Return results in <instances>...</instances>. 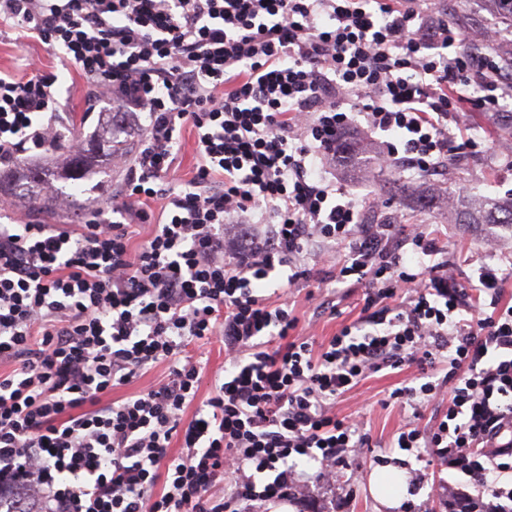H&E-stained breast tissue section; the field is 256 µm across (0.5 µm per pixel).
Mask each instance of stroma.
<instances>
[{"label": "stroma", "instance_id": "stroma-1", "mask_svg": "<svg viewBox=\"0 0 512 512\" xmlns=\"http://www.w3.org/2000/svg\"><path fill=\"white\" fill-rule=\"evenodd\" d=\"M437 7L447 15L463 33L470 34L496 23L498 20L497 0H438ZM36 62L47 74H56L53 86L56 97L63 106L60 115L62 124L76 121L81 125L83 136H90L98 122V113L88 111L82 93L83 81L73 72L63 69L58 58L50 53L40 41L30 39L25 45H18L14 32L0 34V70L19 71L24 64ZM470 126L483 139L487 152L476 155H460L448 164V172L442 176H421L403 172L401 179L409 184L406 193L385 194L381 184L390 175L381 168L365 149L362 140L353 145L360 153L355 164H343L336 170V183L346 188L361 203V221L365 224L393 223L421 225L440 241L438 254L428 257L431 265L447 267L453 279L462 285L476 276V270L483 262H491L501 268L512 267V227L501 224H465L462 214L467 206H479L491 200L512 198V170L503 168L492 151L499 137L512 134V122L502 121L489 124L483 115H474ZM123 172L112 163L111 157H98L87 181L81 187L90 206L96 207L111 202L120 188ZM382 193L384 206L374 209L368 206L371 194ZM439 197L437 207L423 210L421 198L427 195ZM495 242L497 251L488 254L486 242ZM327 289L335 293V309L317 311L316 300L308 299L304 282L288 283L286 276L258 285V293L269 295L274 290H283L294 313L301 323H312V332L318 340L333 336L342 326L355 323L362 315L364 286L353 288L327 281ZM419 369L404 366L398 369L386 368L370 375L352 391L339 398L336 411L342 416H352L361 425L363 432L372 440L371 447L356 448L350 454V469H340L332 482H313L307 496L289 501L291 512H407V505H414V512H448L450 496L470 497L477 489L469 477L460 469L451 467L447 460L436 461L429 468H422L414 456L393 448L392 442L400 428L407 422H414L421 431H428L437 414L445 413V406H431L420 418H413L411 408L401 406L392 400V390L404 383H411ZM385 451L388 462L376 463L378 451ZM403 472L405 478H412L415 471L425 469L426 476L420 490L406 495L402 506L388 509L380 506L371 491L369 481L382 468ZM360 470L365 480L352 484L349 480L351 469Z\"/></svg>", "mask_w": 512, "mask_h": 512}]
</instances>
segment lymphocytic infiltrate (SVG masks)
Wrapping results in <instances>:
<instances>
[{"mask_svg":"<svg viewBox=\"0 0 512 512\" xmlns=\"http://www.w3.org/2000/svg\"><path fill=\"white\" fill-rule=\"evenodd\" d=\"M36 38L90 86V100L144 129L118 202L82 224H7L0 199V490L34 512H241L305 495L294 462L330 482L367 446L336 401L370 374L418 364L391 396L448 411L429 435L405 424L396 448L468 458L481 492L511 453L512 274L484 263L452 286L425 257L422 229L360 221L329 179L348 133H387L380 166L431 173L484 152L466 116L498 120L512 74L495 60L512 37L470 39L433 0H0V28ZM56 79L29 63L0 71V164L57 140ZM193 177L168 175L185 129ZM140 244H133L136 230ZM337 282L364 285L365 313L327 342L298 332L289 282L312 240ZM345 254H336V247ZM477 320H470V313ZM196 340L220 341L225 375L202 392ZM158 383L113 390L157 365ZM447 369L454 386L434 380ZM181 453L171 456L172 441Z\"/></svg>","mask_w":512,"mask_h":512,"instance_id":"f902f5d3","label":"lymphocytic infiltrate"}]
</instances>
